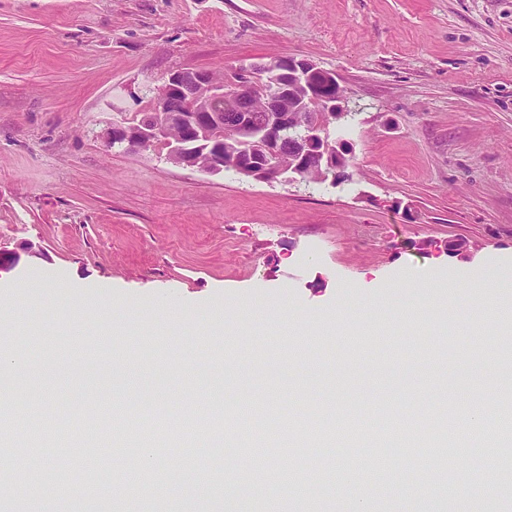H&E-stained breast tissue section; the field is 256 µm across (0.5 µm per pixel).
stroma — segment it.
<instances>
[{
  "instance_id": "35a3bbf8",
  "label": "stroma",
  "mask_w": 512,
  "mask_h": 512,
  "mask_svg": "<svg viewBox=\"0 0 512 512\" xmlns=\"http://www.w3.org/2000/svg\"><path fill=\"white\" fill-rule=\"evenodd\" d=\"M283 57L338 76L355 114L332 131L350 145V183L260 182L105 144L174 70L229 75ZM458 239L470 250L451 252ZM0 249L17 258L0 292L34 364L28 423L69 430L88 405L113 438L115 423L162 426L181 403L199 419L181 448L213 458L208 471L179 459L185 483L213 486L182 512H226L232 475L236 508L262 512L252 492L269 473L241 470L243 440L286 421L316 456L298 459L313 490L286 512H345L332 489L342 456L325 442L345 406L366 427L360 466L385 460L368 473L372 512H402L405 479L453 470L426 441L451 422L442 389L477 401L512 389V345L470 328L512 291L448 278L462 265L512 282V0H0ZM404 276L445 284L413 294ZM60 300L90 310L53 317ZM289 306L303 340L274 316ZM236 308L253 313L252 346L232 341ZM86 357L138 363L135 390L100 368L70 375ZM239 396L254 407L231 441L204 421ZM409 405L421 408L410 443L383 444ZM96 455L94 492L60 512H98L108 485L139 469L108 445ZM409 507L512 512V465L490 494Z\"/></svg>"
}]
</instances>
